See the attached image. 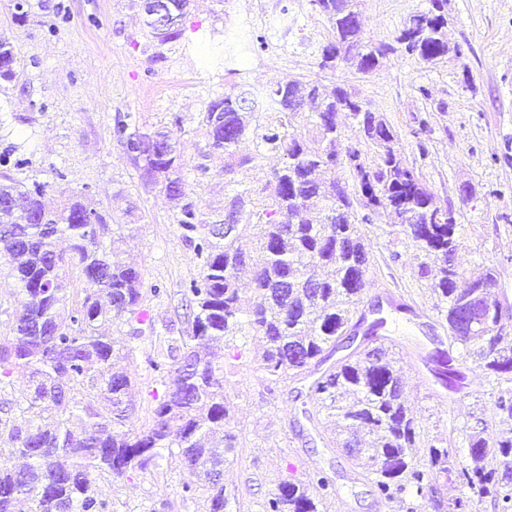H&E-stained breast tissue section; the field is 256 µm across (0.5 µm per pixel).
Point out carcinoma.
<instances>
[{
	"instance_id": "obj_1",
	"label": "carcinoma",
	"mask_w": 512,
	"mask_h": 512,
	"mask_svg": "<svg viewBox=\"0 0 512 512\" xmlns=\"http://www.w3.org/2000/svg\"><path fill=\"white\" fill-rule=\"evenodd\" d=\"M331 29L321 50V69L344 63L365 74L381 67L388 54L401 48L425 64L448 57V0H429V7L412 15L394 43L364 37L362 0H311ZM14 46L0 42V80L15 75ZM237 94L209 103L203 118L210 146L236 157L253 111L238 109ZM254 107L264 106L285 120L300 111L304 101L315 105L302 133L286 134L270 127L262 135L268 149L283 156L274 170L276 192L263 214L267 219L262 241H244L245 222L256 215V199L247 189L230 197L224 211H240L239 223L224 234V224H207L191 201L181 206L177 224L182 238L200 261L199 277L186 289L189 328L173 339V364L151 361L152 368L171 381L154 410L150 427L125 429L133 410L132 381L126 369L113 362L112 337L102 327L123 319L134 332L152 324L143 306L144 279L131 262L112 255L104 246L108 224L88 200L75 196L57 211L46 208L48 184L5 178L0 183V243L7 251L11 275L23 288V311L0 339V392L13 390V372L29 369L27 388L18 400L31 419L24 427L0 419L8 434L9 454L24 460L20 467L0 465V512H16L29 501L30 512H111L100 498L95 477L120 480L144 470L159 448H175L181 461L200 470L211 489L209 512H224V485L213 478L224 464L213 443L229 454L235 436L229 429L231 409L224 401V375L201 345L222 340L228 344L248 333L264 344L257 370L275 382L294 372L302 374L326 360L328 347L344 335L360 302L368 252L359 225L369 215L363 208L389 209L406 224L415 245L440 264L441 276L432 286L446 320L466 322L465 293L459 285L468 274L448 264L458 241L448 208L416 166L397 147L398 134L382 117L368 111L356 92L316 83H277L252 95ZM353 119L361 136L377 149V162L365 164L359 147H346L347 179L334 177L341 139L338 118ZM116 136L143 175L176 186L184 195L180 156L166 151L139 156L135 151L153 141H169L167 132L145 134L117 123ZM324 202L318 222L309 217L308 203ZM69 250L56 247L59 237ZM251 267L250 287L241 286L239 271ZM77 268L98 286L76 305L65 294L69 270ZM483 325L450 344L474 347L487 370L512 374V339L490 340ZM317 404L334 418L340 447L347 450L374 483L380 498L391 501L411 488L421 496L435 491V476L453 473L460 485L475 490L508 512L512 509V436L490 447L473 435L471 455H491L493 466L469 469L457 462L448 470V449L427 448V463H415L418 448L416 420L405 403L398 371L373 348L353 361L335 366L310 385ZM85 421L76 437L68 422L73 410ZM496 416L512 423V387L500 390ZM264 512H320L319 499L309 485L284 481L269 494Z\"/></svg>"
}]
</instances>
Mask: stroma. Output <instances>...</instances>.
<instances>
[{
	"mask_svg": "<svg viewBox=\"0 0 512 512\" xmlns=\"http://www.w3.org/2000/svg\"><path fill=\"white\" fill-rule=\"evenodd\" d=\"M15 3L0 0V40L11 42L17 54L14 78L0 82V153L11 159L0 165V177L47 183L45 202L52 208L88 194L108 224L122 227L106 244L134 262L146 284L161 289L145 297L152 322L142 332L122 321L109 328L134 380L135 410L127 428L139 431L152 422L168 377L149 362L166 359L170 339L186 329L184 290L200 267L181 236L177 202L162 184L142 180L114 136L120 119L143 133L172 134L186 198L212 222L221 219L235 190L249 188L256 200L268 199L282 157L263 146L261 136L278 116L261 109L238 147L250 164L225 173L227 160L210 148L202 122L211 101L242 80L256 89L287 81L354 89L366 108L393 126L401 152L451 210L456 266L468 272L496 268L498 294L512 303V0H448L447 59L428 65L398 52L366 75L346 64L319 69L330 25L310 0H193L182 37L164 45L147 37L137 0H26L21 19ZM427 6L428 0H363L365 31L392 41ZM259 36L264 46H255ZM248 40L252 48L226 64L209 57L218 44ZM361 231L369 265L359 311L367 315L381 305L387 324L375 337L361 329L341 337L321 368L384 346L400 371L420 448H445L451 460L476 466L470 435L492 445L507 432L494 406L505 382L457 345L449 352L464 387L451 390L436 380L426 357L435 341H447L448 323L430 279L419 274L428 256L392 213L373 215ZM213 351L236 436L224 463L226 512H263L281 482L321 477L334 483L322 512H452L459 497L469 499L470 512H494L477 491L445 478L435 495L406 492L392 502L381 500L365 471L325 431L326 414L310 393L311 375L266 380L256 370L261 345L253 336ZM95 484L112 512L208 509L205 481L172 448L159 449L146 470L116 482L99 477ZM187 484L193 494L184 493Z\"/></svg>",
	"mask_w": 512,
	"mask_h": 512,
	"instance_id": "obj_1",
	"label": "stroma"
}]
</instances>
